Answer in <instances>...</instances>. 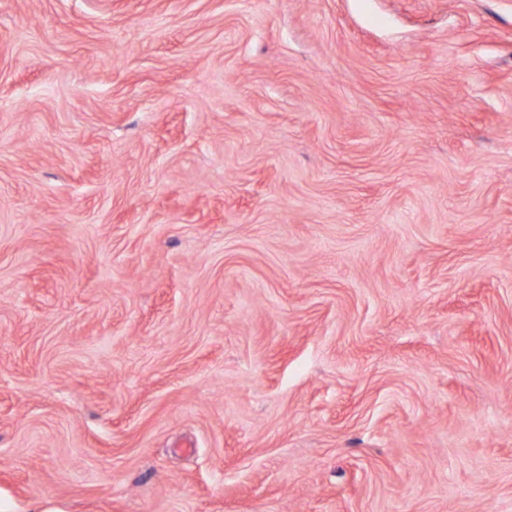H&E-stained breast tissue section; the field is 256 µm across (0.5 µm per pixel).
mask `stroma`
<instances>
[{
	"label": "stroma",
	"instance_id": "stroma-1",
	"mask_svg": "<svg viewBox=\"0 0 512 512\" xmlns=\"http://www.w3.org/2000/svg\"><path fill=\"white\" fill-rule=\"evenodd\" d=\"M0 512H512V0H0Z\"/></svg>",
	"mask_w": 512,
	"mask_h": 512
}]
</instances>
